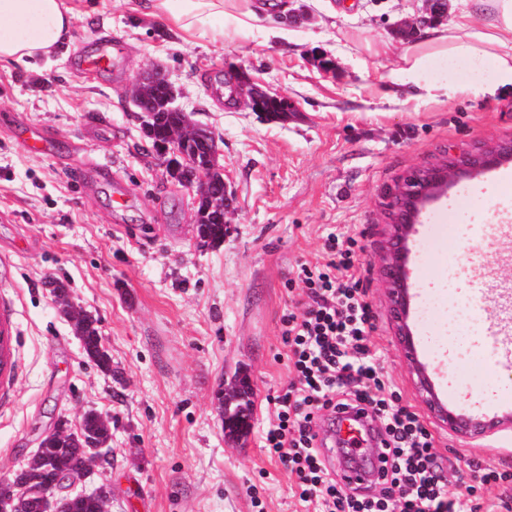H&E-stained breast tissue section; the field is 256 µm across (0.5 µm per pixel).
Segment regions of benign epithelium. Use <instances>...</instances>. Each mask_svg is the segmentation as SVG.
Instances as JSON below:
<instances>
[{
    "label": "benign epithelium",
    "mask_w": 512,
    "mask_h": 512,
    "mask_svg": "<svg viewBox=\"0 0 512 512\" xmlns=\"http://www.w3.org/2000/svg\"><path fill=\"white\" fill-rule=\"evenodd\" d=\"M240 93L248 98L252 110L271 115L269 105L273 102L281 104L279 117L288 115V101L270 96L256 88L249 81L244 71L236 72ZM161 84L167 88L169 99L175 100L176 91L161 68L154 67L143 72L132 89L131 97L138 106L137 116L142 129L151 128L154 112L142 104L139 90L144 84ZM202 143L205 151V164L198 162V157L188 151L191 140ZM159 155L166 169L174 178L182 177L183 171L194 168L191 180L183 181L185 187L195 192L196 202L205 203L204 212L218 209L226 214L232 204V193L229 186L216 193L209 180V175L223 172L219 163L220 151L215 135L203 139L197 135L192 125H184L173 131L167 141L160 144ZM504 158H512V141L502 142L493 148L460 155L446 156L428 167L419 168L407 175L396 188L387 195V209L390 219L389 235L382 272L388 284L389 313L396 324L399 344L404 351L407 365L413 375L417 391L431 415L444 427L469 439L480 437L489 430L504 423L502 419L482 420L467 417L448 408L436 393L427 368L415 356L414 334L408 324L410 295L406 280L404 247L409 237L415 232L419 215L425 204L443 192L455 179L472 172L486 169L498 164ZM95 457L89 458L76 470L69 474L71 481L84 479L94 465V458L104 456L107 442L91 444ZM63 488L48 482L31 480L20 485L14 478L0 477V512H14V501L17 498H36L41 502L43 512H64L66 499L76 493L62 494Z\"/></svg>",
    "instance_id": "benign-epithelium-1"
}]
</instances>
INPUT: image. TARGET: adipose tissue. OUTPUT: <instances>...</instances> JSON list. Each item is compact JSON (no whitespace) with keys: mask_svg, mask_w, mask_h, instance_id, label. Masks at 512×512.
Returning <instances> with one entry per match:
<instances>
[{"mask_svg":"<svg viewBox=\"0 0 512 512\" xmlns=\"http://www.w3.org/2000/svg\"><path fill=\"white\" fill-rule=\"evenodd\" d=\"M492 2L494 17L485 30L448 37L434 28L426 40L443 67L437 77L424 68V54L404 55L397 72L405 83L430 97H452L462 90L485 53L481 43L498 46L493 61L496 77L487 92L512 86V0H465L466 4ZM237 0H147L149 14L172 22L183 31H223L225 23L252 27L260 15L253 9L237 10ZM76 15L66 0H0V63H23L35 56H50L69 41Z\"/></svg>","mask_w":512,"mask_h":512,"instance_id":"1","label":"adipose tissue"}]
</instances>
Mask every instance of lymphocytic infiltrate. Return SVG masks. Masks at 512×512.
I'll return each mask as SVG.
<instances>
[{
  "label": "lymphocytic infiltrate",
  "mask_w": 512,
  "mask_h": 512,
  "mask_svg": "<svg viewBox=\"0 0 512 512\" xmlns=\"http://www.w3.org/2000/svg\"><path fill=\"white\" fill-rule=\"evenodd\" d=\"M324 249L326 263L302 270L308 302L280 319L294 378L272 400L263 436L269 455L295 476L300 500L317 512H480L481 494L463 501L448 493L432 432L379 370L372 310L351 249L335 235ZM349 408L370 412L378 423L386 464L381 495L344 488L316 444L315 419Z\"/></svg>",
  "instance_id": "lymphocytic-infiltrate-1"
}]
</instances>
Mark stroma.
<instances>
[{"instance_id":"stroma-1","label":"stroma","mask_w":512,"mask_h":512,"mask_svg":"<svg viewBox=\"0 0 512 512\" xmlns=\"http://www.w3.org/2000/svg\"><path fill=\"white\" fill-rule=\"evenodd\" d=\"M261 2L271 24H290V41L230 23L220 35H189L145 15L138 0H69L81 14L69 44L34 67L0 64V310L15 361L0 387V475L23 468L58 424L76 429L95 410L110 422L109 452L74 489L107 486L109 512H313L262 435L268 398L292 379L280 319L291 301H306L297 273L326 262L332 233L355 242L383 372L425 415L448 491L478 486L485 505L512 503V485L481 486L479 471L512 473V427L469 440L427 417L381 270L386 190L448 151L512 140V87L485 92L489 59L449 99L393 85L390 71L424 39L397 24L421 15L424 0ZM104 38L122 47L117 74H73L71 61ZM156 65L177 106L218 139L235 195L221 243H199L193 192L143 136L129 94ZM241 68L288 99L287 119L245 105L229 82ZM23 126L50 131L54 152L24 145ZM502 171L512 159L429 201L407 242L418 358L441 398L480 418L496 417L512 389V195ZM452 206L481 225L477 242L435 238ZM50 279L96 318L111 372L86 356ZM461 304L475 316L468 331L479 350L465 362L448 354V317ZM241 384L250 424L235 436L219 402Z\"/></svg>"}]
</instances>
